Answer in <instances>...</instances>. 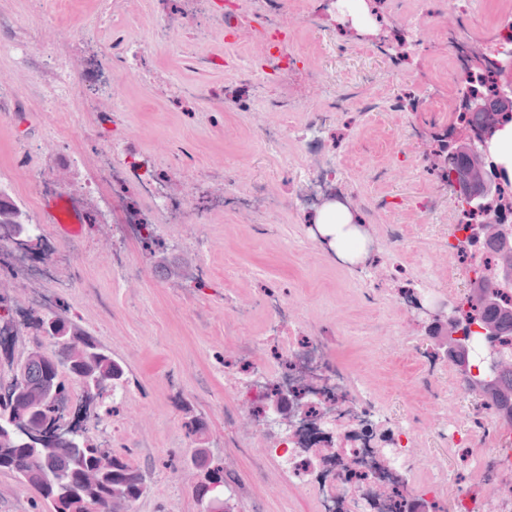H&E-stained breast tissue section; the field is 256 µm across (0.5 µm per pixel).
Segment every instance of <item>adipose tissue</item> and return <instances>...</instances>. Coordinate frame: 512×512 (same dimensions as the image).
I'll return each instance as SVG.
<instances>
[{
	"label": "adipose tissue",
	"mask_w": 512,
	"mask_h": 512,
	"mask_svg": "<svg viewBox=\"0 0 512 512\" xmlns=\"http://www.w3.org/2000/svg\"><path fill=\"white\" fill-rule=\"evenodd\" d=\"M358 217L344 204H327L317 215L320 235L335 250L337 259L356 266L365 259L371 241L358 226Z\"/></svg>",
	"instance_id": "adipose-tissue-1"
}]
</instances>
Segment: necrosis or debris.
<instances>
[{
  "label": "necrosis or debris",
  "mask_w": 512,
  "mask_h": 512,
  "mask_svg": "<svg viewBox=\"0 0 512 512\" xmlns=\"http://www.w3.org/2000/svg\"><path fill=\"white\" fill-rule=\"evenodd\" d=\"M265 38L268 53L264 61L246 68L243 79L261 73L271 76L292 63L285 33L275 30ZM509 42L512 35L502 34L499 42L483 47L478 60L460 53L450 58L448 66L461 77L477 78L483 94L494 96L500 91L504 71L501 47ZM318 127V122H308L301 135L311 160L299 180L298 194L311 214L321 209L324 199L347 193L334 164L321 156ZM148 191L154 209L126 211L124 220L132 234L142 237L150 225L158 223L160 213L181 206L164 179L149 181ZM267 305L273 313V334L281 341L288 366L253 370L244 380V389L250 407L264 418L273 414V396L288 400L293 415L286 434L288 454L278 462L289 482L316 495L317 512H405L413 499L431 507L445 498L449 493L445 478L418 486L410 482L411 449L419 441L416 431L402 424L380 428L367 408V394L331 361L327 342L297 341L288 329L298 324V314L275 294L268 296ZM471 417V409L462 407L459 422L439 432L449 447L475 446L474 466L483 487L480 494L457 496L453 512H512V490L499 479L503 470H512V426L504 427L494 408L469 431L463 424Z\"/></svg>",
  "instance_id": "necrosis-or-debris-1"
}]
</instances>
